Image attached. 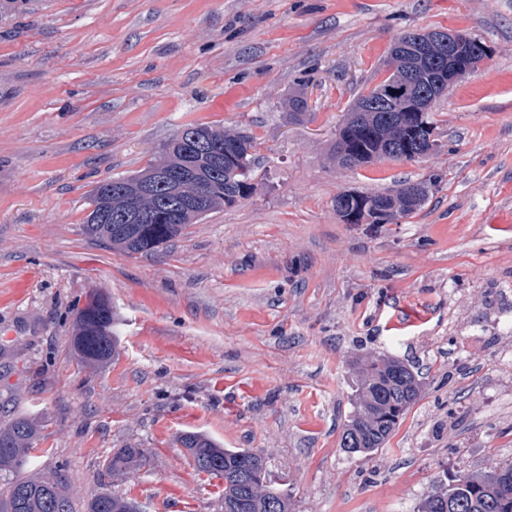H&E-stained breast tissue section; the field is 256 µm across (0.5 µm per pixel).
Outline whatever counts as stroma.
<instances>
[{"label": "stroma", "mask_w": 512, "mask_h": 512, "mask_svg": "<svg viewBox=\"0 0 512 512\" xmlns=\"http://www.w3.org/2000/svg\"><path fill=\"white\" fill-rule=\"evenodd\" d=\"M489 49L430 118L420 161L331 158L357 97L408 31ZM306 92L302 121L286 101ZM255 138L260 190L152 255L87 235L97 182L159 158L184 124ZM436 177L394 224H345V189ZM117 314L87 366L73 319ZM512 0H27L0 13V426L39 434L25 474L63 477L74 512L110 492L145 512H224L178 436L263 457L292 512H416L444 475L512 459ZM420 373L418 401L370 457L341 447L362 359ZM121 448L146 459L108 468ZM115 312L103 295L93 296L75 318L74 349L87 363L108 360L116 351Z\"/></svg>", "instance_id": "1"}]
</instances>
